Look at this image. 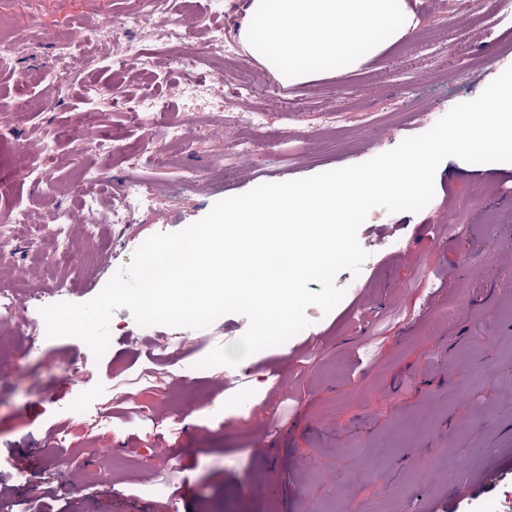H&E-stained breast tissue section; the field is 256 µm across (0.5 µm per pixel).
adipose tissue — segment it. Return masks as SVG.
Instances as JSON below:
<instances>
[{
    "label": "adipose tissue",
    "mask_w": 512,
    "mask_h": 512,
    "mask_svg": "<svg viewBox=\"0 0 512 512\" xmlns=\"http://www.w3.org/2000/svg\"><path fill=\"white\" fill-rule=\"evenodd\" d=\"M416 27L407 0H249L238 39L295 84L342 78Z\"/></svg>",
    "instance_id": "adipose-tissue-1"
}]
</instances>
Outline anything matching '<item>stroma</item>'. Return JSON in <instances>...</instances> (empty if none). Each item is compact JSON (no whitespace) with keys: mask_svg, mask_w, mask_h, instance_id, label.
I'll return each mask as SVG.
<instances>
[{"mask_svg":"<svg viewBox=\"0 0 512 512\" xmlns=\"http://www.w3.org/2000/svg\"><path fill=\"white\" fill-rule=\"evenodd\" d=\"M152 7L0 0V33L33 43L0 70V110L9 113L0 219L33 217L0 277L40 291L20 327H0V503L25 512H512V162L446 159L422 211L374 209L358 234L371 253L359 274L337 275L339 304L326 314L308 308L309 326L232 367L200 361L246 331L238 313L178 330L141 326L123 308L99 357L78 338H47L40 313L93 299L145 239L188 227L218 200L357 164L425 133L417 112L441 118L512 66V19L480 8L454 25L442 11L422 13L410 37L361 69L286 86L260 51L239 46L221 64L203 54L210 26L236 35L238 0L220 10L212 0H169L165 15L185 29L191 64L159 59L148 83L106 63L66 86L46 77L58 40L78 33L75 51L91 50L101 20ZM216 74L232 102L168 96L173 83ZM21 95L41 110L12 112ZM141 97L164 102L155 122H134L125 109ZM251 112L260 123L243 125ZM172 123L198 137L161 165L155 155ZM387 126L393 138L366 146ZM81 129L111 144V157L87 148ZM242 136L245 163L218 171L216 158ZM126 149L140 154L138 167L124 163ZM24 164L36 178L21 175ZM135 183L156 187L153 204L127 226L108 224ZM89 193L97 231L125 245L106 264L91 258L81 222ZM59 224L72 251L49 272L42 257ZM493 234L505 243L492 250ZM172 335L177 344L158 354L157 337ZM229 374L240 384L227 385ZM78 393L82 413L71 409ZM145 395L157 405L151 422L134 409ZM258 430L269 454L252 448ZM255 482L267 496L252 495ZM460 486L474 496L456 502Z\"/></svg>","mask_w":512,"mask_h":512,"instance_id":"35a3bbf8","label":"stroma"}]
</instances>
